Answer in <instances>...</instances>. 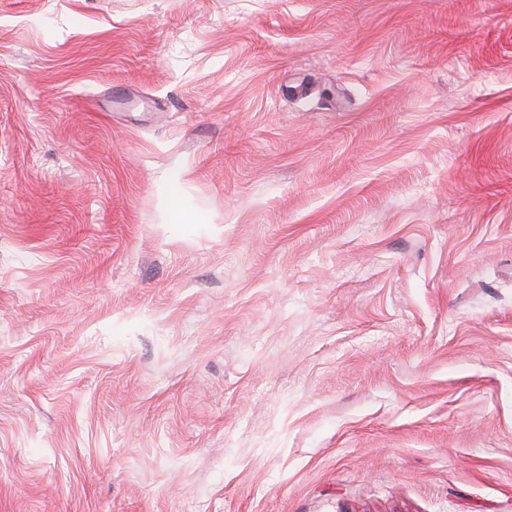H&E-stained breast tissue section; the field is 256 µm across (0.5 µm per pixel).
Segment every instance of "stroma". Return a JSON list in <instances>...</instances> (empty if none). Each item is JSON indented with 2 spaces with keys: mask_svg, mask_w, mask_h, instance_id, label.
Listing matches in <instances>:
<instances>
[{
  "mask_svg": "<svg viewBox=\"0 0 512 512\" xmlns=\"http://www.w3.org/2000/svg\"><path fill=\"white\" fill-rule=\"evenodd\" d=\"M0 512H512V0H0Z\"/></svg>",
  "mask_w": 512,
  "mask_h": 512,
  "instance_id": "stroma-1",
  "label": "stroma"
}]
</instances>
